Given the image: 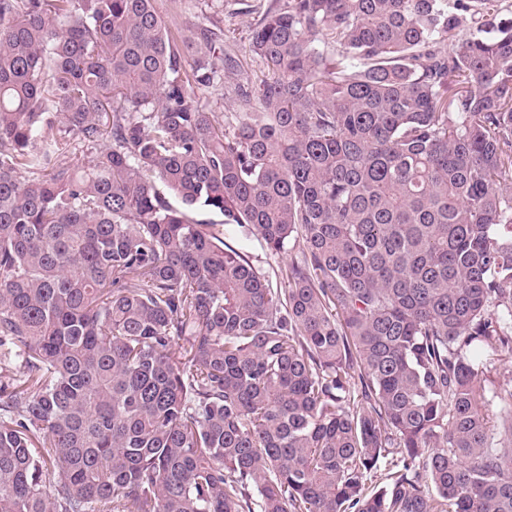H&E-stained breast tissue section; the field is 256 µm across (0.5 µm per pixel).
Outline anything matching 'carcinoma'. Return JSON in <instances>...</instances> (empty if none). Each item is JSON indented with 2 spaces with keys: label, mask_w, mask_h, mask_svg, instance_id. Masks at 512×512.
Listing matches in <instances>:
<instances>
[{
  "label": "carcinoma",
  "mask_w": 512,
  "mask_h": 512,
  "mask_svg": "<svg viewBox=\"0 0 512 512\" xmlns=\"http://www.w3.org/2000/svg\"><path fill=\"white\" fill-rule=\"evenodd\" d=\"M223 42L0 0V512H512V0ZM200 100L207 105L211 112L224 120V113L232 111L235 105L224 97V88L221 87H200L195 89ZM225 241L233 248L247 254L253 265L269 279L274 288L276 286L279 288L283 283L282 272L284 273L290 257L298 249V242L294 246V241H292L286 246L284 253L272 254L257 236L250 235L246 237L237 232L226 234ZM488 361H491L489 367L491 368L490 379L492 384L488 385L487 396L490 398L492 390H498L499 386L504 387L508 380L512 378V355L507 349H498V351L488 353Z\"/></svg>",
  "instance_id": "cac0c4a2"
}]
</instances>
